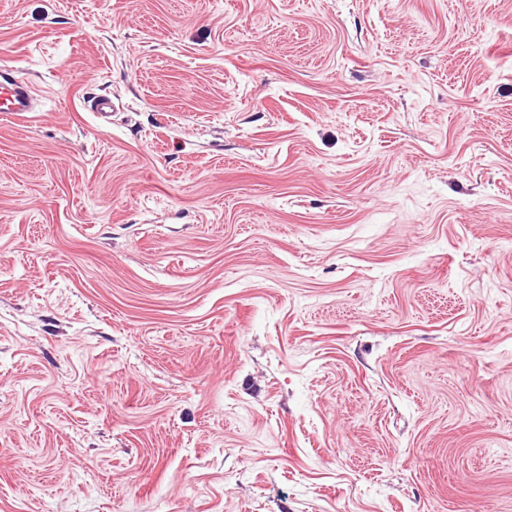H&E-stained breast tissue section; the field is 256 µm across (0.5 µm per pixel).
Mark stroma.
<instances>
[{"instance_id":"stroma-1","label":"stroma","mask_w":512,"mask_h":512,"mask_svg":"<svg viewBox=\"0 0 512 512\" xmlns=\"http://www.w3.org/2000/svg\"><path fill=\"white\" fill-rule=\"evenodd\" d=\"M0 69V512H512V0H0ZM0 73V112H34L35 97L29 87Z\"/></svg>"}]
</instances>
